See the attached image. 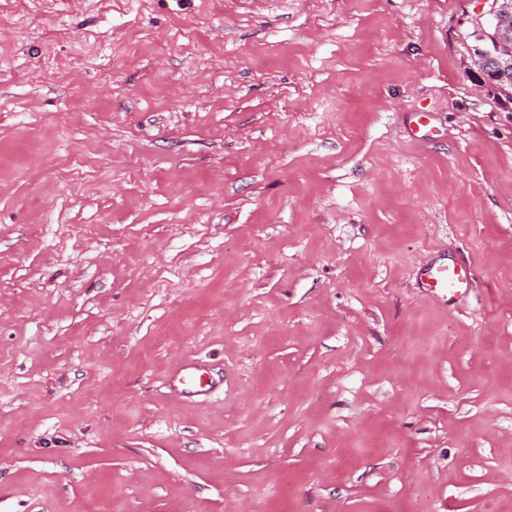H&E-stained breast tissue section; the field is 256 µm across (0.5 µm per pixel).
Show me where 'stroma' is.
<instances>
[{
  "instance_id": "35a3bbf8",
  "label": "stroma",
  "mask_w": 512,
  "mask_h": 512,
  "mask_svg": "<svg viewBox=\"0 0 512 512\" xmlns=\"http://www.w3.org/2000/svg\"><path fill=\"white\" fill-rule=\"evenodd\" d=\"M487 9L0 0V512H512ZM420 279L428 296L444 307L474 288L472 269L460 263H448V260H434L423 265ZM207 368L198 362L184 364L172 377L171 383L185 394L204 393L211 388Z\"/></svg>"
}]
</instances>
